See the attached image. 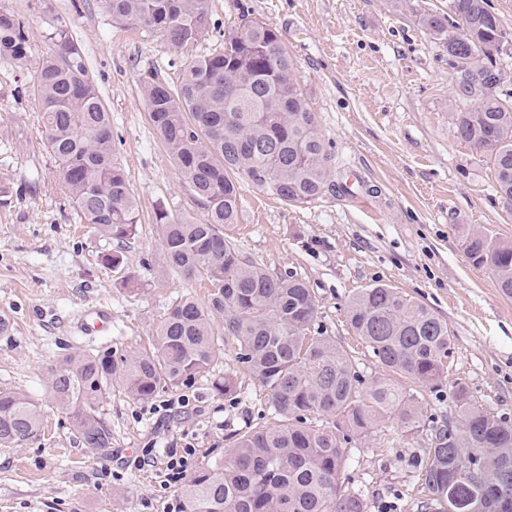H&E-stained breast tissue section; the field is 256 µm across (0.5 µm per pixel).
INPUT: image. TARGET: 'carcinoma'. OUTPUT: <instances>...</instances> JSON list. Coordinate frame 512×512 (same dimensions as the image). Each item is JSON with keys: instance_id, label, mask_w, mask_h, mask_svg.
Listing matches in <instances>:
<instances>
[{"instance_id": "obj_1", "label": "carcinoma", "mask_w": 512, "mask_h": 512, "mask_svg": "<svg viewBox=\"0 0 512 512\" xmlns=\"http://www.w3.org/2000/svg\"><path fill=\"white\" fill-rule=\"evenodd\" d=\"M210 0H104L112 21L157 33L176 47L195 44L210 26ZM449 12L426 13L423 27L448 49L458 108L450 131L490 165L500 196L512 200V93L499 92L497 42L506 33L489 0H448ZM35 94L44 144L84 223L117 243L99 256L123 270V250L137 232L139 206L115 154L110 112L69 31L49 33ZM30 56L25 25L0 8V60L22 68ZM142 96L152 125L192 187L206 218L155 212L162 230L161 268L206 285L207 301L176 300L152 347L69 356L49 372L56 404L71 413L79 442L97 455L112 444L99 417L105 392L119 385L133 398L160 386L190 387L235 341L237 362L267 391L280 422L236 435L230 453L184 485V512H365L363 498L341 492L345 445L389 414L405 428L422 413L403 381H438L451 354L448 323L424 303L377 284L354 295L347 322L384 374L363 381L336 340L311 335L316 302L303 280L273 276L238 248L243 184L288 205H307L335 187L330 154L293 64L272 26L241 15L224 47L190 61L172 87L150 79ZM469 262L492 271L512 295V243L480 229L462 237ZM457 419L434 430L422 481L426 512L442 502L478 504V512H512V424L457 393ZM319 425L308 423V417ZM39 406L0 389V447L14 448L39 430ZM479 470L483 485L473 483Z\"/></svg>"}]
</instances>
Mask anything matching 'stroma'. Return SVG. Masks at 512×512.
I'll use <instances>...</instances> for the list:
<instances>
[{"label": "stroma", "mask_w": 512, "mask_h": 512, "mask_svg": "<svg viewBox=\"0 0 512 512\" xmlns=\"http://www.w3.org/2000/svg\"><path fill=\"white\" fill-rule=\"evenodd\" d=\"M1 7L21 17L31 50L25 69L0 61V178L13 187L10 204L0 206V312L12 323L0 335V389L33 398L42 424L20 446L0 447V512H173L183 496L163 483L169 449H194V474L224 457L234 434L276 421L230 343L192 387L163 386L147 400L109 390L99 411L112 444L94 457L47 388L48 370L65 356L143 348L174 301L206 299L198 281L161 273L156 209L198 221L205 213L154 130L141 84L152 75L178 84L188 61L217 48L245 12L279 31L331 155L332 181L354 180L371 197L328 190L290 206L247 185L232 236L270 274L308 285L317 305L313 334L341 344L362 379L381 370L350 330L346 306L373 284L425 303L452 336L444 377L414 389L420 426L405 429L393 415L351 441L342 492L362 494L366 512H421L420 460L430 428L456 419L458 387L512 420V297L461 247L472 228L512 241V201L496 194L482 157L449 130L456 74L420 22L448 0H210L211 27L187 49L113 25L103 0H0ZM55 27L86 53L139 203L125 252L133 294L98 262L116 244L82 223L42 142L33 86ZM101 304L112 310L111 330L81 335L80 316ZM228 374L238 382L229 397L213 388Z\"/></svg>", "instance_id": "obj_1"}]
</instances>
